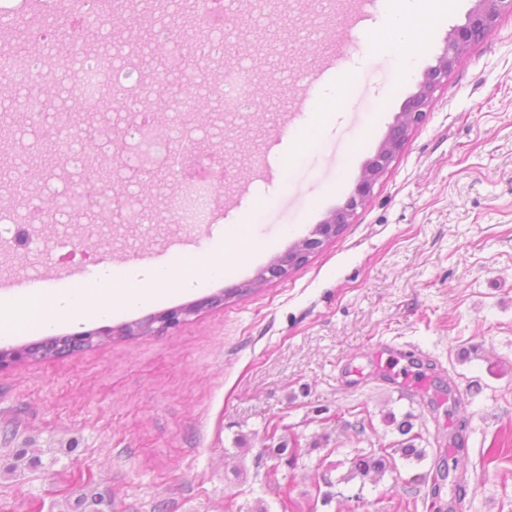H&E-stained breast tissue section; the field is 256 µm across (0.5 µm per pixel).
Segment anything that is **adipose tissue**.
Listing matches in <instances>:
<instances>
[{
    "instance_id": "adipose-tissue-1",
    "label": "adipose tissue",
    "mask_w": 512,
    "mask_h": 512,
    "mask_svg": "<svg viewBox=\"0 0 512 512\" xmlns=\"http://www.w3.org/2000/svg\"><path fill=\"white\" fill-rule=\"evenodd\" d=\"M450 7V0H394L385 14L383 33L390 45L401 50L404 73H412L416 51L424 44L435 18ZM196 286L195 278L178 274L165 262L145 266L104 262L97 268L95 284L85 288H39L1 295L0 322H34L44 331L60 324L76 326L108 318L117 309L157 304L172 290L186 292Z\"/></svg>"
}]
</instances>
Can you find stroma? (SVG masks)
Here are the masks:
<instances>
[{
    "label": "stroma",
    "instance_id": "35a3bbf8",
    "mask_svg": "<svg viewBox=\"0 0 512 512\" xmlns=\"http://www.w3.org/2000/svg\"><path fill=\"white\" fill-rule=\"evenodd\" d=\"M119 2L126 26L100 27L85 48L115 54L155 120L156 149L220 159L228 176L215 188L162 167L134 174L123 122L67 99L72 136L114 129L102 155L121 172L101 189L112 206L57 212L54 237L22 254L0 238V277L24 289L49 268L51 287L81 288L104 261L166 260L203 279L163 306L113 313L112 327L226 300L159 335L0 371V512H64L88 487L112 512H512V16L459 59L351 224L288 277L230 297L345 202L476 2L458 0L436 22L408 76L400 53L372 39L383 23L374 0L366 30L349 23L353 0H242L213 35L248 55L217 59L198 39L185 73L147 45L163 28L181 39L188 0ZM339 47L347 62L332 77L346 105L290 155L284 135L307 119L301 85L324 92L318 76ZM188 78L223 89L195 132L154 109ZM18 122L0 103V213L26 225L6 187L16 172L51 194L79 173L36 151L38 133ZM145 182L152 190L128 217L123 198ZM58 235L82 237L86 256L62 260ZM218 239L250 258L210 280L196 258ZM391 413L410 417L427 458L398 459L375 484L346 480L354 449L400 442ZM452 448L467 451L465 481L432 497L428 476Z\"/></svg>",
    "mask_w": 512,
    "mask_h": 512
}]
</instances>
